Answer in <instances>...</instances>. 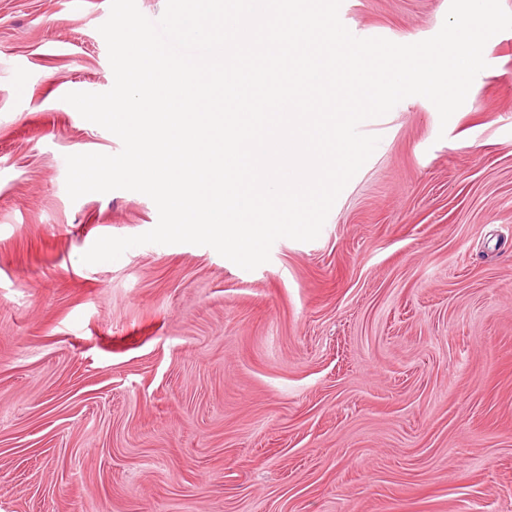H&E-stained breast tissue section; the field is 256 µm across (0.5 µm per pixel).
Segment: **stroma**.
<instances>
[{"mask_svg":"<svg viewBox=\"0 0 512 512\" xmlns=\"http://www.w3.org/2000/svg\"><path fill=\"white\" fill-rule=\"evenodd\" d=\"M450 0H342L363 37ZM110 0H0V512H512V30L441 123L411 96L319 237L80 257L158 221L70 199L122 144L64 102L114 83Z\"/></svg>","mask_w":512,"mask_h":512,"instance_id":"obj_1","label":"stroma"}]
</instances>
